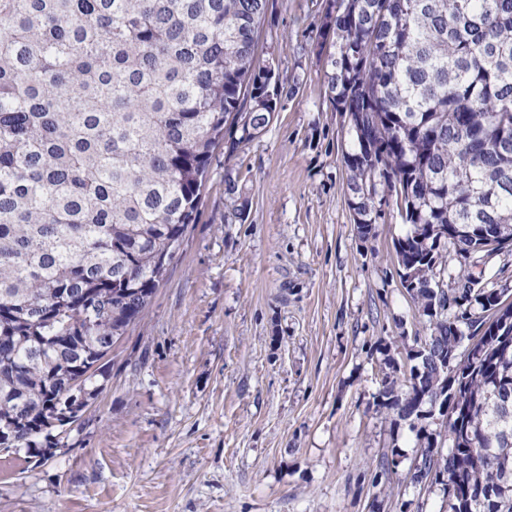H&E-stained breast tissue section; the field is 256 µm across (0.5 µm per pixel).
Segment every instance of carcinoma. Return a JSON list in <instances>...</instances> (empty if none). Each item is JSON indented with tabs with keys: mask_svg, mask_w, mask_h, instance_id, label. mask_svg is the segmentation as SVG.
<instances>
[{
	"mask_svg": "<svg viewBox=\"0 0 512 512\" xmlns=\"http://www.w3.org/2000/svg\"><path fill=\"white\" fill-rule=\"evenodd\" d=\"M269 2L0 0V448L58 446L53 421L75 389L101 393L100 348L149 305L214 152L272 123ZM325 5L315 40L346 117L349 208L366 238L394 198L423 318L408 384L385 374L374 406L415 433L412 480L441 486L448 512H512V302L465 273L439 287L446 250L512 247V0Z\"/></svg>",
	"mask_w": 512,
	"mask_h": 512,
	"instance_id": "1",
	"label": "carcinoma"
}]
</instances>
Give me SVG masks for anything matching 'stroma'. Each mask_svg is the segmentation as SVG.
<instances>
[{"instance_id":"obj_1","label":"stroma","mask_w":512,"mask_h":512,"mask_svg":"<svg viewBox=\"0 0 512 512\" xmlns=\"http://www.w3.org/2000/svg\"><path fill=\"white\" fill-rule=\"evenodd\" d=\"M320 24L314 0H273L278 39L259 49L294 94L260 139L216 150L195 224L64 446L0 450V512H447L411 481L407 423L374 406L421 318L394 247L406 226L389 208L369 238L353 222ZM462 271L512 291V250L449 253L444 287Z\"/></svg>"}]
</instances>
